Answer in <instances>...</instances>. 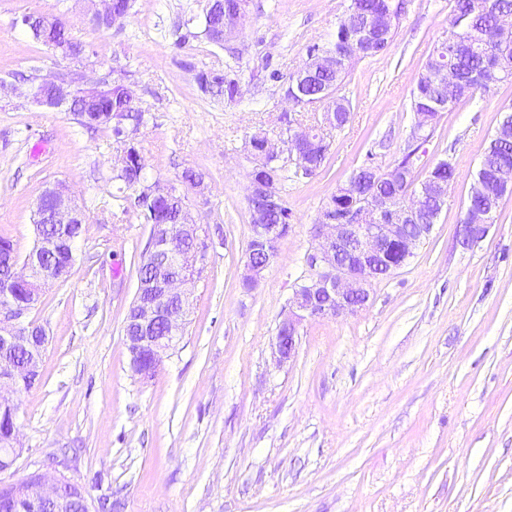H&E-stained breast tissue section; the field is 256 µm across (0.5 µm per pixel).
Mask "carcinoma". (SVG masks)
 <instances>
[{
	"mask_svg": "<svg viewBox=\"0 0 512 512\" xmlns=\"http://www.w3.org/2000/svg\"><path fill=\"white\" fill-rule=\"evenodd\" d=\"M247 0H220L216 7H209L203 15L204 35L214 44H224V14L246 8ZM403 13V4L399 0H350L343 20L336 29L334 40L323 45L328 52L349 54L344 65L335 72H318L308 79L304 94L296 101L294 107L305 108L319 105L326 112L336 114V129H342L351 121V104L339 91L347 77L352 64L360 59L374 57L384 53L393 40V36ZM512 13V0H453L450 19L466 16L469 19L467 29L458 38L457 49L441 42L434 47L424 70L419 74L411 93V109L415 113L435 112V98L441 90L434 81V73L441 67L454 69L458 75L455 91L448 100L447 111H452L459 103L471 100L477 93L489 91L480 77L486 66L484 52L494 51L497 71L504 75L500 82L512 84V34L504 35L497 27V17ZM200 90L217 99L235 101L239 87L235 80L226 73L215 71L201 72L198 75ZM331 89L335 93L331 99H324V91ZM112 100V111L124 113L123 123L137 128L144 123V115L136 102L126 97L123 84L113 82L107 87ZM266 132L254 133L248 140L254 169L263 176L276 197H281L280 184L285 179L286 161L269 157L262 150L261 139ZM421 145L409 150L391 169L375 171L366 164L353 170L350 179L363 176L367 188L391 196L401 201L407 196H415L423 201L425 213L420 220L422 224L435 221L433 201L425 196L427 187L433 182L453 181L456 178V164L450 157H442L427 169L424 177H419L416 154ZM331 150V143L318 142L317 134L311 130L307 134L306 149L301 156H293L295 173L309 177L324 166ZM500 163L512 165V144L502 143L492 138L484 148L480 164L471 177L468 192L467 209L487 205L492 212H497L503 201L512 196V188L502 187L490 177V169ZM117 179L133 192L140 191L146 183L145 172L130 163L121 168ZM184 203L180 198L172 204L156 203L144 198L135 206L137 216L146 224H163L166 230H173L174 225L167 223L169 216ZM268 224H290L291 211L284 202L265 215ZM276 253L268 251L255 238H250L247 246V260L254 265L268 266ZM32 383L22 378L17 381L15 391L5 395L0 401V442L8 436L12 418L16 417L18 404L14 397L31 389ZM65 506L55 505L51 512H78L79 501L85 497L82 486L70 483L64 490Z\"/></svg>",
	"mask_w": 512,
	"mask_h": 512,
	"instance_id": "cac0c4a2",
	"label": "carcinoma"
}]
</instances>
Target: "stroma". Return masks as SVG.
Instances as JSON below:
<instances>
[{
    "label": "stroma",
    "instance_id": "1",
    "mask_svg": "<svg viewBox=\"0 0 512 512\" xmlns=\"http://www.w3.org/2000/svg\"><path fill=\"white\" fill-rule=\"evenodd\" d=\"M56 2L0 0V236L26 255L35 204L57 182L86 217L70 277L31 314L48 344L18 399L14 480L57 461L89 501L118 498L122 512H512V197L480 241L457 242L512 85L444 113L424 144L423 164L447 155L458 175L408 264L357 314L305 322L289 362L273 349L324 204L358 166L387 168L407 147L411 91L452 0H408L387 51L354 63L342 88L352 120L329 130L323 168L285 182L290 228L251 287L246 143L259 129L278 138L282 77L334 39L349 0H249L221 47L199 24L208 0H133L105 30L90 0H67L70 33L92 51L82 65L21 25ZM77 68L131 84L145 115L131 138L150 179L194 169L208 187L188 196L212 246L185 333L146 381L130 372L123 328L153 227L116 206L111 130L26 97L32 80ZM210 70L237 81V101L199 90Z\"/></svg>",
    "mask_w": 512,
    "mask_h": 512
}]
</instances>
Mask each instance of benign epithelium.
Instances as JSON below:
<instances>
[{"label":"benign epithelium","instance_id":"benign-epithelium-1","mask_svg":"<svg viewBox=\"0 0 512 512\" xmlns=\"http://www.w3.org/2000/svg\"><path fill=\"white\" fill-rule=\"evenodd\" d=\"M99 8L92 21L99 23L121 21L126 12L121 0H96ZM42 22L47 28L46 46L71 60L87 57V46L57 42L53 31L66 22L61 16L49 12L38 16H26L22 23L32 25ZM76 79H45L30 90L31 101L53 110H68L74 97L82 95L90 100L93 112L87 114L91 121L112 120V111L104 110L107 104L102 85L73 87ZM299 131L289 139H266L265 149L274 157L283 153L293 154L299 144ZM150 192L158 199H171L179 193L174 183H150ZM343 194L351 199V223L342 224L329 216H322L314 225V244L305 256L310 270L309 278L294 289L288 305V314L280 328L288 335L275 337V353L278 361L290 360L299 341L303 322L316 318H341L353 315L366 307L371 296L373 282L381 278L379 260L398 254L399 262L391 267L395 271L414 256L422 239L431 232L432 225L419 224L415 232L408 225L394 223L395 212L401 210L410 216L416 204L408 201L397 205L380 195H373L361 203L354 201L355 185L349 183ZM178 233L175 236L158 231L151 239L147 252L149 274L138 281L133 301L132 330L125 335L130 352V369L133 375L142 377L148 372L140 364V357L148 354L152 363L159 365L163 356L176 348L185 326L186 307L189 301L187 285L200 277L209 249L208 234L204 225L193 219L188 206L181 207ZM492 215L482 213L475 224H461L458 232L472 239L484 237ZM85 222L78 206L66 195L65 187L57 183L43 190L34 213L36 240L24 258L14 254L12 247L0 243V389L15 388L17 378L24 374L31 379L38 376L40 358L31 357L24 363L11 358V353L26 349L41 352L47 343L44 328L29 319L37 305L43 288L52 282L69 276L76 261V245L79 236L69 241L70 260L59 254L57 238L43 232L45 225L54 224L65 230ZM253 236L278 245L288 234L283 224H253ZM50 491L40 490L39 498L29 500L32 510L40 502L54 501L60 493V476L51 478Z\"/></svg>","mask_w":512,"mask_h":512}]
</instances>
